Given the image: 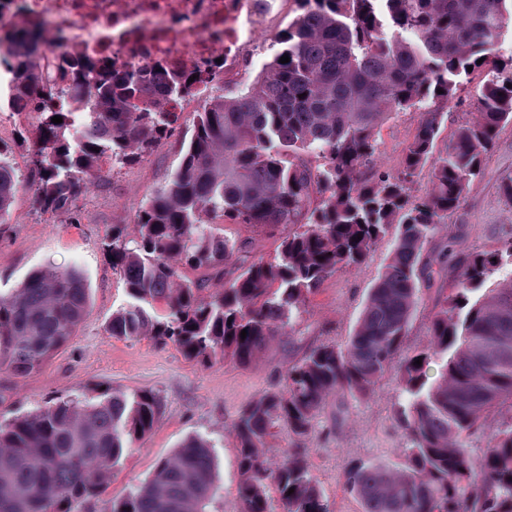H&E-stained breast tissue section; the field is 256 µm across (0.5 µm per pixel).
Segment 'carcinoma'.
<instances>
[{
  "label": "carcinoma",
  "mask_w": 512,
  "mask_h": 512,
  "mask_svg": "<svg viewBox=\"0 0 512 512\" xmlns=\"http://www.w3.org/2000/svg\"><path fill=\"white\" fill-rule=\"evenodd\" d=\"M296 2L272 61L244 91L211 96L176 174L134 223L112 226L106 247L129 303L112 313L107 331L170 343L204 366L228 354L248 365L290 334L311 294L337 271L359 268L393 227L390 257L347 343L309 350L288 366L283 387L235 419L237 512H274L271 484L283 512H330L306 449H292L271 469L274 429L308 435L330 398L367 396L396 362L404 461L348 467L344 483L363 512H512V418L487 429L490 415L512 408V275L473 297L503 257L512 260V237L451 280L452 254L423 258L480 174L498 130L512 122V57L496 61L512 28V0ZM5 55L8 108L39 114L34 136L23 141L37 168L33 202L42 213L69 207L102 165L135 163L172 136L183 113L166 105L195 86L189 68L116 72L76 52L49 56L22 34L0 49ZM284 55L289 62H280ZM469 66L487 69L485 82L472 117L436 156L448 102ZM411 110L420 120L394 175L376 166V132ZM55 116L62 123H52ZM429 161L431 188L415 198L413 178ZM18 188L14 168L0 160V223ZM218 223L288 232L274 256L229 278L225 267L241 247L217 232ZM185 268L201 277H185ZM434 286L445 297L428 344L410 352L405 341L421 288ZM88 308L76 269L35 270L0 293V371L18 378L40 367L75 336ZM433 360L441 373L431 381L425 367ZM159 413L150 392L105 391L95 401L74 396L0 423V512H76L99 494L124 451L153 431ZM478 437L485 446L474 458L469 443ZM212 448L201 436L187 438L109 512H206L220 491Z\"/></svg>",
  "instance_id": "carcinoma-1"
}]
</instances>
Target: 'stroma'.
<instances>
[{
    "mask_svg": "<svg viewBox=\"0 0 512 512\" xmlns=\"http://www.w3.org/2000/svg\"><path fill=\"white\" fill-rule=\"evenodd\" d=\"M297 5L279 15L271 34H258V50L240 58L237 74L225 82V93L245 87L271 60L275 36L296 16ZM484 80L476 71L458 86L457 101L435 143L445 153L456 129L469 117ZM419 115H394L376 134V163L397 171L411 142ZM36 114L0 126V155L15 168L20 188L10 219L0 224V292L8 293L29 273L45 267L76 269L90 288L89 313L71 341L23 378L0 372V422L34 412L67 396L96 398L108 388L128 395L150 391L160 402L159 420L151 433L129 448L102 493L81 506V512H108L112 502L153 473L157 463L171 454L186 437L198 435L214 445L221 492L208 512H237L236 440L232 423L237 412L264 391L282 385L289 364L309 349L345 345L364 306L369 288L382 271L394 243L387 233L358 270H341L311 295L294 325V333L272 343L251 364L232 357L211 366L187 359L171 345L147 337L117 339L107 332L113 311L129 297L120 276L112 270L105 243L113 225L132 223L141 203L163 188L178 169L184 130L154 147L141 162L119 169L103 167L94 185L80 193L74 205L43 214L33 204L34 164L19 141V130L36 124ZM512 177V123L498 132L484 159L481 175L467 187L459 208L449 214L447 228L427 245L434 255L452 248L455 260L464 261L491 252L512 236V203L501 184ZM225 238L242 244L243 255L254 261L274 255L284 228L222 224ZM402 369L393 366L375 390L361 399H345L344 417H337L335 401H328L313 422L311 433L299 439L280 426L267 451L272 465L284 462L291 448L308 450L310 471L327 498L332 512H362L360 500L344 484L346 468L358 461L398 464L404 437L396 414L404 398Z\"/></svg>",
    "mask_w": 512,
    "mask_h": 512,
    "instance_id": "obj_1",
    "label": "stroma"
}]
</instances>
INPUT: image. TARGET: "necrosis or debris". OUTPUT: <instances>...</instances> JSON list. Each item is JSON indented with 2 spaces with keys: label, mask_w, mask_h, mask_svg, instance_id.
<instances>
[{
  "label": "necrosis or debris",
  "mask_w": 512,
  "mask_h": 512,
  "mask_svg": "<svg viewBox=\"0 0 512 512\" xmlns=\"http://www.w3.org/2000/svg\"><path fill=\"white\" fill-rule=\"evenodd\" d=\"M287 0H0V46L26 32L58 52L80 50L116 70L191 67L197 91L169 102L191 111L212 84L269 29Z\"/></svg>",
  "instance_id": "necrosis-or-debris-1"
}]
</instances>
